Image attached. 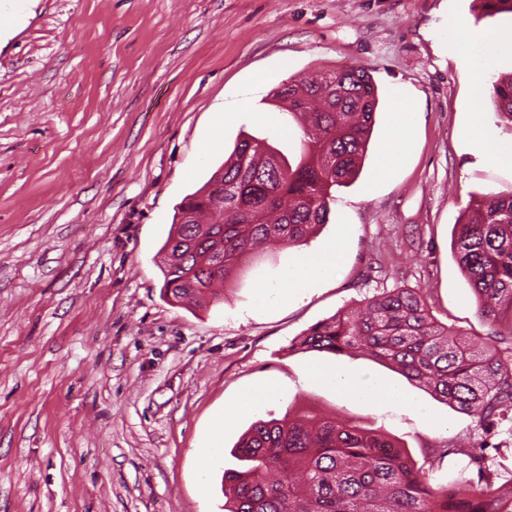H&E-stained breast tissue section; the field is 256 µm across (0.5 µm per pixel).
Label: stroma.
<instances>
[{
  "mask_svg": "<svg viewBox=\"0 0 512 512\" xmlns=\"http://www.w3.org/2000/svg\"><path fill=\"white\" fill-rule=\"evenodd\" d=\"M452 16L512 27L479 0H20L0 17V512H224L231 448L289 412L380 429L419 463L468 440L473 417L371 355L299 344L396 287L419 290L435 321L497 339L451 242L470 201L512 196V160L489 162L461 133L480 116L507 143L512 119L448 50ZM345 67L364 68L381 99L364 169L337 188L328 224L304 245H264L223 300L169 303L177 205L241 136L298 157V126L264 119L273 92ZM399 95L412 133L383 175ZM335 243L334 275L289 288L299 257ZM318 369L403 401L368 406ZM265 387L257 408L225 418Z\"/></svg>",
  "mask_w": 512,
  "mask_h": 512,
  "instance_id": "1",
  "label": "stroma"
}]
</instances>
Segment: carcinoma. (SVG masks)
<instances>
[{
	"mask_svg": "<svg viewBox=\"0 0 512 512\" xmlns=\"http://www.w3.org/2000/svg\"><path fill=\"white\" fill-rule=\"evenodd\" d=\"M300 120L304 149L290 162L252 137L240 139L207 188L177 207L164 243L163 289L175 303L197 304L214 283L241 271L261 242L299 245L328 223L337 187L360 173L375 124L377 89L368 72L348 67L291 80L274 93ZM497 112L512 119V74L493 82ZM452 248L477 302V314L512 337V197L472 206ZM332 354L365 351L396 366L438 400L476 419L466 445L443 448L417 467L383 432L311 415L259 419L233 448L224 470V512H512L509 477L488 463V426L510 423L512 346L466 337L437 323L418 291L396 287L312 325L301 341ZM465 456L480 473L445 479L440 460Z\"/></svg>",
	"mask_w": 512,
	"mask_h": 512,
	"instance_id": "obj_1",
	"label": "carcinoma"
}]
</instances>
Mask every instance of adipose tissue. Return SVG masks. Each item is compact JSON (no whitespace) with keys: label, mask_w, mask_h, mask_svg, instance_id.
Listing matches in <instances>:
<instances>
[{"label":"adipose tissue","mask_w":512,"mask_h":512,"mask_svg":"<svg viewBox=\"0 0 512 512\" xmlns=\"http://www.w3.org/2000/svg\"><path fill=\"white\" fill-rule=\"evenodd\" d=\"M448 48L469 70L476 83H484L488 73L497 63L496 48L503 43H512V29L507 31L489 29L478 33L468 30L462 23H453L448 28ZM341 262L339 246H331L322 254L305 256L298 260L287 274L288 283L296 288L335 272Z\"/></svg>","instance_id":"ef3b65f1"}]
</instances>
